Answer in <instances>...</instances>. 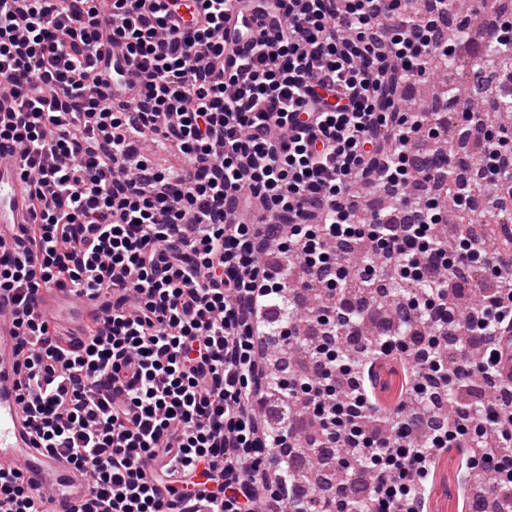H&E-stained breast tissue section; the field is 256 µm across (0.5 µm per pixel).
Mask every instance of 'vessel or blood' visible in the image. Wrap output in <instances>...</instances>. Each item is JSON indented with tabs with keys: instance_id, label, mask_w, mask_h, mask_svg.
<instances>
[{
	"instance_id": "1",
	"label": "vessel or blood",
	"mask_w": 512,
	"mask_h": 512,
	"mask_svg": "<svg viewBox=\"0 0 512 512\" xmlns=\"http://www.w3.org/2000/svg\"><path fill=\"white\" fill-rule=\"evenodd\" d=\"M229 34L236 55H247L251 38L261 24L242 18L239 0H227ZM33 212L27 182L17 163L0 158V251H12L15 233L32 223ZM35 311L54 328L62 346L85 338L90 328L100 326L105 312L97 302L76 297L49 285L39 288ZM18 307L12 293L0 292V465L18 475L27 487L45 501V512H77L89 494L82 474L58 453L36 447L30 421L23 414L18 386Z\"/></svg>"
}]
</instances>
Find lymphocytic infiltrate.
I'll use <instances>...</instances> for the list:
<instances>
[{
  "label": "lymphocytic infiltrate",
  "instance_id": "f902f5d3",
  "mask_svg": "<svg viewBox=\"0 0 512 512\" xmlns=\"http://www.w3.org/2000/svg\"><path fill=\"white\" fill-rule=\"evenodd\" d=\"M146 0H0V94L14 119L0 145L32 185L33 224L16 253L0 254V291L21 309L24 412L39 447L84 474L79 512H288L306 488L270 475L298 466L302 437L289 399L316 426L312 451L338 473L367 480L370 512H428L436 462L456 453L512 492V409L422 415L434 391L467 388L474 374L503 382L499 338L512 337V288L484 291L471 319L481 365L449 358L448 292L468 270L512 276V253L477 229L439 244L440 200L500 210L512 197V131L488 129L483 110L456 106L484 160L431 150L427 115L399 106L401 78H427L436 61L512 47V18L483 17L480 41L448 0H241L276 17L250 53L224 70V2L202 0L204 20L181 31ZM122 52L137 79L112 69ZM485 108L501 111L512 63L479 65ZM180 155L159 169L142 140ZM381 188L393 209L357 220L356 186ZM370 244L376 258L354 266ZM299 253L298 269L264 262L266 248ZM389 277L401 284L410 336L393 335L372 301L352 302ZM319 282L323 340L311 366L282 368L269 387L262 347L297 340L273 317L294 279ZM96 299L104 326L60 350L34 311L41 285ZM368 323L359 360L349 337ZM422 354H413L415 344ZM411 366L394 407L373 381L378 362ZM500 445H484L487 435ZM180 485V493L163 491ZM0 467V512H43Z\"/></svg>",
  "mask_w": 512,
  "mask_h": 512
}]
</instances>
